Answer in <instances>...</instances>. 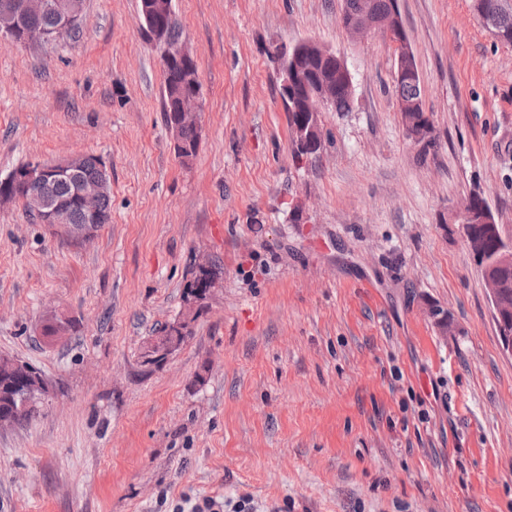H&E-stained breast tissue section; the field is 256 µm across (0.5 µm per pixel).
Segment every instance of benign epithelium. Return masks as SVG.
Listing matches in <instances>:
<instances>
[{"label": "benign epithelium", "instance_id": "1", "mask_svg": "<svg viewBox=\"0 0 512 512\" xmlns=\"http://www.w3.org/2000/svg\"><path fill=\"white\" fill-rule=\"evenodd\" d=\"M512 7V0H485L482 5V17L486 27L498 35L496 15ZM351 37L361 39L373 31L382 32L390 42L395 60V78H406L410 81L419 79L416 69H408L401 63V53L407 50L409 44L404 25L398 10L394 9L383 18H375L364 12L353 18L348 25ZM184 64L185 69L193 74L196 61L187 45L181 43L167 52L162 59V66L173 62ZM315 86L306 89L303 99L304 112L301 121L294 127L295 145H307L311 148L321 146L322 131L319 124L320 106L330 105L334 100L335 89L333 84L325 77L313 79ZM201 101L200 94L188 92L183 94L175 114V121L184 120L188 123L200 124ZM405 131L413 141L419 142L430 137L432 125L428 115L414 116L405 120ZM79 166L78 156L70 155L53 162H37L26 169L11 173L6 181L20 189L28 188L34 184L45 183L61 176H72L77 173ZM108 172H102L98 181L81 182L77 186V195L83 199H91L105 192L108 186ZM26 202L39 221L45 224H63L62 210L50 204L43 196L28 193ZM457 217L465 230L466 241L470 251L482 259V275L485 287L488 289L492 303L493 317L499 327V335L503 349L512 354V277L508 278L505 272H512V243L501 238L499 224L494 214L488 210L461 211ZM103 219L94 218L88 224H64L66 236L79 243L92 240ZM217 281L210 280L203 285L201 293L192 294L184 299V312L182 318L172 323V336L169 339H156L147 343L140 353L141 366L149 371L159 364L166 363L175 353L177 340L190 329L194 322L196 311L202 299L211 296ZM0 365L8 368L23 377L33 380V388L38 393L45 391L46 382L37 376L28 367L27 363L8 356H0Z\"/></svg>", "mask_w": 512, "mask_h": 512}]
</instances>
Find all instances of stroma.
<instances>
[{
  "label": "stroma",
  "mask_w": 512,
  "mask_h": 512,
  "mask_svg": "<svg viewBox=\"0 0 512 512\" xmlns=\"http://www.w3.org/2000/svg\"><path fill=\"white\" fill-rule=\"evenodd\" d=\"M341 4L173 0L201 84L187 163L139 0H84L73 40L0 41V179L77 153L112 183L84 244L0 206V354L48 383L0 429V512H512V355L455 222L477 192L512 239V43L471 0H397L432 123L417 143L389 42L351 40ZM276 42L353 77L351 111L320 112L300 163ZM205 255L217 288L145 370ZM51 308L76 322L54 342Z\"/></svg>",
  "instance_id": "1"
}]
</instances>
